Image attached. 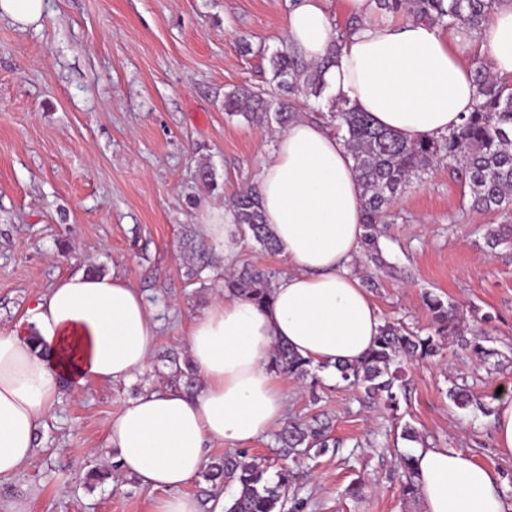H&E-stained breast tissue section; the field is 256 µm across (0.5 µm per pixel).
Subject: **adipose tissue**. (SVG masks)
Masks as SVG:
<instances>
[{
    "label": "adipose tissue",
    "mask_w": 512,
    "mask_h": 512,
    "mask_svg": "<svg viewBox=\"0 0 512 512\" xmlns=\"http://www.w3.org/2000/svg\"><path fill=\"white\" fill-rule=\"evenodd\" d=\"M328 0H290L284 36L308 62L337 44L323 79L326 96L370 113L404 140L439 138L476 104L461 50L473 33L447 38L430 21L379 18L375 0H339L356 29L337 38ZM481 48L490 72L512 80V0H498ZM264 219L288 259L269 306L234 296L195 319L189 350L203 383L151 390L109 420L106 443L125 475L156 491L152 512H199L184 488L213 445L252 442L283 423L287 404L271 368L285 342L335 374L372 346L382 320L351 265L360 253L362 197L343 139L300 116L278 135L258 174ZM205 236L223 243L225 261L242 245L230 212L211 213ZM158 325L142 295L117 276L76 273L28 309L25 324L0 331V478L13 477L35 452V432L62 391L131 379L156 347ZM425 512H512L497 477L462 451L413 452Z\"/></svg>",
    "instance_id": "ef3b65f1"
}]
</instances>
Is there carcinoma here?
Here are the masks:
<instances>
[{
    "mask_svg": "<svg viewBox=\"0 0 512 512\" xmlns=\"http://www.w3.org/2000/svg\"><path fill=\"white\" fill-rule=\"evenodd\" d=\"M495 0H378L382 9L398 13L407 7L416 18H425L443 29L464 25L474 31L481 27ZM336 47H331L324 61L308 64L285 48L270 58L273 89L264 98L246 89H235L224 95V111L230 116H241L249 123H265L273 118L285 124L296 117L297 98L320 100L325 93L323 72L334 61ZM473 81L477 86L478 102L473 112L464 116L462 123L440 140L423 139L416 142L402 140L397 134L375 125L367 112H361L346 102L327 103L336 134L344 140L357 173L362 193V258L372 263L389 277L397 270L380 258V224L389 215L390 208L410 179L441 161L469 188L470 207L476 209L509 210L512 208V85L498 80L477 58L473 59ZM234 223L241 224L250 233L260 249L277 252L278 240L264 222L256 200V193L242 189L232 204ZM512 234L506 226L489 227L484 233L488 247L495 248L508 242ZM213 248L202 243L194 253L189 276L198 277L210 267ZM275 273L244 267L224 277V288L230 295L247 299L259 307L272 299ZM431 313L432 326L427 334L411 330L397 322H386L367 355L350 364L337 366L342 381L363 399L378 401L390 411H396L400 398L407 395V368L426 358L437 356L446 341L451 339L482 361L495 355V350L484 345L487 337L466 328L457 304L438 295L423 297ZM312 362L286 344L275 346L270 368L272 371L297 378L312 374ZM449 398L459 408L471 405L485 416L493 415L495 408L474 399L464 387L453 385ZM276 440L284 456L320 454L328 450L330 438L322 427L289 423L283 426ZM413 456H401L400 467L405 477L402 493L417 494ZM208 480L216 485L232 484L237 493L224 503V512H285L292 472L282 466L275 476L268 475V467L246 462L237 455H226L206 472Z\"/></svg>",
    "mask_w": 512,
    "mask_h": 512,
    "instance_id": "cac0c4a2",
    "label": "carcinoma"
}]
</instances>
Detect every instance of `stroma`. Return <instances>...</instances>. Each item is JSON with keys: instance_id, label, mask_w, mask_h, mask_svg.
Here are the masks:
<instances>
[{"instance_id": "obj_1", "label": "stroma", "mask_w": 512, "mask_h": 512, "mask_svg": "<svg viewBox=\"0 0 512 512\" xmlns=\"http://www.w3.org/2000/svg\"><path fill=\"white\" fill-rule=\"evenodd\" d=\"M287 12V0H45L36 23L0 20V330L78 272L125 278L159 324L145 373L62 395L34 457L0 482V512H152L155 494L135 478L86 475L113 473L106 424L128 400L183 383L188 331L224 294L213 278L188 279L183 238L204 240L210 211L256 186L281 132L228 116L224 95L270 91ZM463 195L446 164L414 177L380 239L384 261L407 277L383 278L371 298L381 317L416 328L430 324L424 292L452 300L496 356L482 363L452 342L413 365L395 419L324 371L283 378L287 421L328 423L339 443L293 463L289 494L302 512H424L401 493L399 459L414 448L396 437L401 420L494 471L512 504V455L497 448L491 419L446 395L454 381L480 398L512 385V244L492 251L483 238L507 218L463 207Z\"/></svg>"}]
</instances>
